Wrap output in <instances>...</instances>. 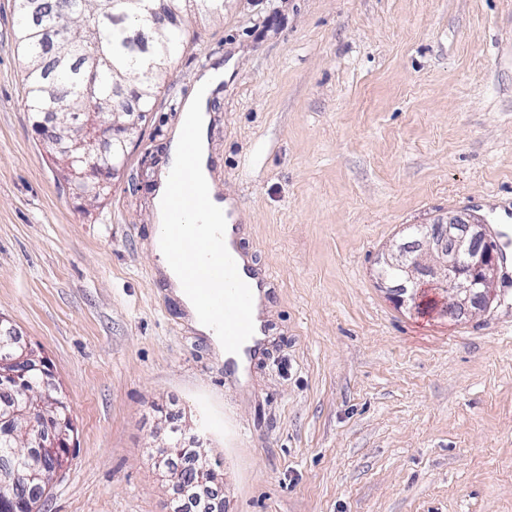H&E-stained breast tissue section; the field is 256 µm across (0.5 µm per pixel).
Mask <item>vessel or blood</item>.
I'll list each match as a JSON object with an SVG mask.
<instances>
[{"label": "vessel or blood", "mask_w": 512, "mask_h": 512, "mask_svg": "<svg viewBox=\"0 0 512 512\" xmlns=\"http://www.w3.org/2000/svg\"><path fill=\"white\" fill-rule=\"evenodd\" d=\"M168 208L176 220L165 227L169 238L181 241L182 251L171 260L185 270L188 287L197 294L201 307L212 317L224 336L225 346L239 345L251 335L260 319L255 293L266 283L254 270L239 246L242 224L236 204L224 208V222L218 232H206L189 238L181 218L196 214L197 201L188 183L173 182L168 189Z\"/></svg>", "instance_id": "1"}]
</instances>
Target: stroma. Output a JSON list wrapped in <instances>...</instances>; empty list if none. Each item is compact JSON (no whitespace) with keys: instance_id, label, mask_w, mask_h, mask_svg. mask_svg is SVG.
Returning a JSON list of instances; mask_svg holds the SVG:
<instances>
[{"instance_id":"1","label":"stroma","mask_w":512,"mask_h":512,"mask_svg":"<svg viewBox=\"0 0 512 512\" xmlns=\"http://www.w3.org/2000/svg\"><path fill=\"white\" fill-rule=\"evenodd\" d=\"M16 30L0 0V317L77 428L41 512H173L156 450L198 434L220 512H512V280L462 318L374 280L439 214L512 226V0H224L95 199L33 125ZM218 63L210 172L270 280L245 389L152 245L177 111Z\"/></svg>"}]
</instances>
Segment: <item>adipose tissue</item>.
<instances>
[{"instance_id":"adipose-tissue-1","label":"adipose tissue","mask_w":512,"mask_h":512,"mask_svg":"<svg viewBox=\"0 0 512 512\" xmlns=\"http://www.w3.org/2000/svg\"><path fill=\"white\" fill-rule=\"evenodd\" d=\"M223 79L224 67L220 64L199 77L193 93L185 102L182 114L183 125L181 128L175 129L170 146V165L175 168L182 164L184 157L182 128L190 124L195 126L197 130V176L193 185V193L206 201V209L199 217L200 223L203 224H214L224 219V205L216 199V189L209 175L206 141L208 103ZM167 274L173 284L175 295L191 313L196 328L210 337L216 349L223 351L225 358L234 361L236 366H243L246 361L244 349H225L224 338L220 330L214 321L202 311L193 293L188 291L182 273L177 268L171 267L168 268Z\"/></svg>"}]
</instances>
